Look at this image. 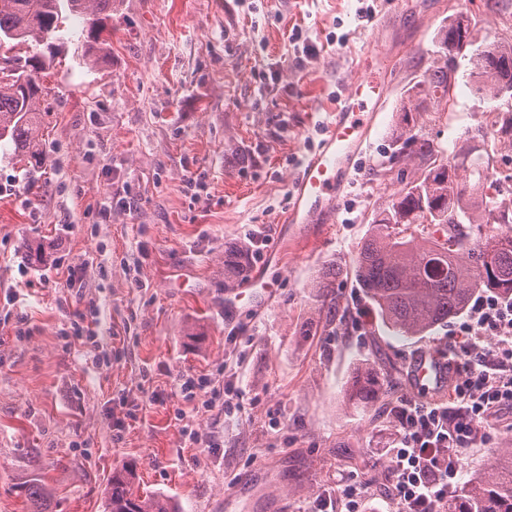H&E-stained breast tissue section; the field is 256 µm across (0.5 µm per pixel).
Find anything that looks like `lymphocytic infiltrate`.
<instances>
[{
    "label": "lymphocytic infiltrate",
    "mask_w": 512,
    "mask_h": 512,
    "mask_svg": "<svg viewBox=\"0 0 512 512\" xmlns=\"http://www.w3.org/2000/svg\"><path fill=\"white\" fill-rule=\"evenodd\" d=\"M454 408L403 400L400 445L392 449L393 493L401 512H440L459 478V451L504 408H512V301H475L461 330ZM492 349H484L485 340Z\"/></svg>",
    "instance_id": "f902f5d3"
}]
</instances>
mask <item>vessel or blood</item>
Instances as JSON below:
<instances>
[{"label": "vessel or blood", "instance_id": "obj_1", "mask_svg": "<svg viewBox=\"0 0 512 512\" xmlns=\"http://www.w3.org/2000/svg\"><path fill=\"white\" fill-rule=\"evenodd\" d=\"M382 93L379 80L366 78L337 107L327 138L301 166L295 181L294 202L288 211L289 223L313 224L321 214L338 208L351 161L363 150L375 120L371 108L381 100ZM414 377L423 395L437 397L446 391L447 369L432 349L421 350Z\"/></svg>", "mask_w": 512, "mask_h": 512}]
</instances>
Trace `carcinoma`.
Returning <instances> with one entry per match:
<instances>
[{"instance_id":"1","label":"carcinoma","mask_w":512,"mask_h":512,"mask_svg":"<svg viewBox=\"0 0 512 512\" xmlns=\"http://www.w3.org/2000/svg\"><path fill=\"white\" fill-rule=\"evenodd\" d=\"M85 19V56L98 58L109 46L112 0H0V49L25 45L9 74L0 75V142L12 144L9 157L26 172L41 167V106L48 96L39 72L53 59L61 40L62 13ZM477 19L460 16L438 32L428 55L429 68L415 81L402 105L394 137L392 164L419 162L417 172L373 221L356 256L357 280L382 320L409 337L445 324L465 311L478 293L512 298V235L491 234L483 225L509 223L512 201L492 193L488 177L493 155L470 159V178L448 161L447 149L423 132L436 114L456 105V73L465 60L480 78L476 94L495 117L500 137L512 140V102L500 99L512 86V39L475 47ZM320 311L336 316V271L316 284ZM382 386L375 369L365 366L351 377L346 397L365 411L378 402ZM133 471L122 468L109 479L106 512H179L164 495H139ZM28 512H51L49 496L38 481L25 490ZM440 512H512V448H504L487 470L461 481Z\"/></svg>"}]
</instances>
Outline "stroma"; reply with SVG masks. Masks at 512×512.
I'll return each instance as SVG.
<instances>
[{
	"mask_svg": "<svg viewBox=\"0 0 512 512\" xmlns=\"http://www.w3.org/2000/svg\"><path fill=\"white\" fill-rule=\"evenodd\" d=\"M362 5L115 0L110 52L92 63L82 16L68 17L43 77V166L29 175L0 158V512H27L34 478L51 512H104L125 465L139 493L174 496L180 512H315L353 481L362 512H397L395 408L418 397L416 353L454 348L460 322L397 335L358 285L357 250L400 187L391 134L439 29L477 16L482 45L512 14L484 0H374L364 25ZM371 75L385 97L340 211L282 223L301 160ZM475 85L459 69L457 106L428 131L452 152L482 131L493 172L510 170L512 146L487 126ZM32 241L47 265L29 260ZM236 251L271 292L228 312L226 287L245 281L224 271ZM331 266L332 321L315 289ZM363 365L385 392L360 411L344 390ZM189 379L222 391L230 413L186 396ZM499 448H512L507 409L462 449L463 475Z\"/></svg>",
	"mask_w": 512,
	"mask_h": 512,
	"instance_id": "obj_1",
	"label": "stroma"
}]
</instances>
